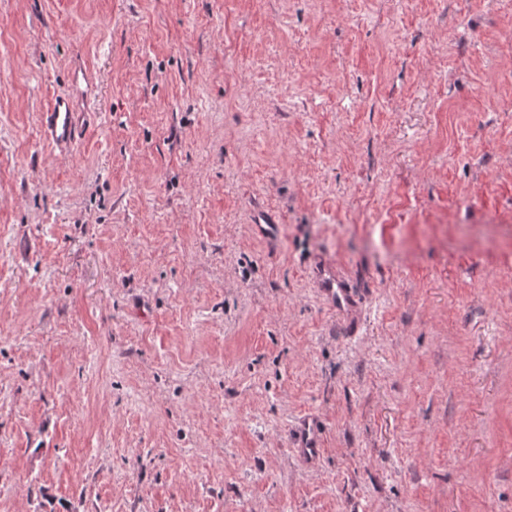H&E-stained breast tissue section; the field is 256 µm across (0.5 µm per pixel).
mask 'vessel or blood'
Listing matches in <instances>:
<instances>
[{
    "label": "vessel or blood",
    "mask_w": 512,
    "mask_h": 512,
    "mask_svg": "<svg viewBox=\"0 0 512 512\" xmlns=\"http://www.w3.org/2000/svg\"><path fill=\"white\" fill-rule=\"evenodd\" d=\"M96 85L93 77L82 69L73 70L70 85L65 92L56 94L40 117L42 136L52 147L68 149L76 145L83 133L96 120V112L79 109L78 104L93 94ZM322 294L339 312L350 310L354 296L331 266H324L319 275ZM323 446V428L313 415L301 417L293 429L292 451L308 466H315Z\"/></svg>",
    "instance_id": "obj_1"
}]
</instances>
